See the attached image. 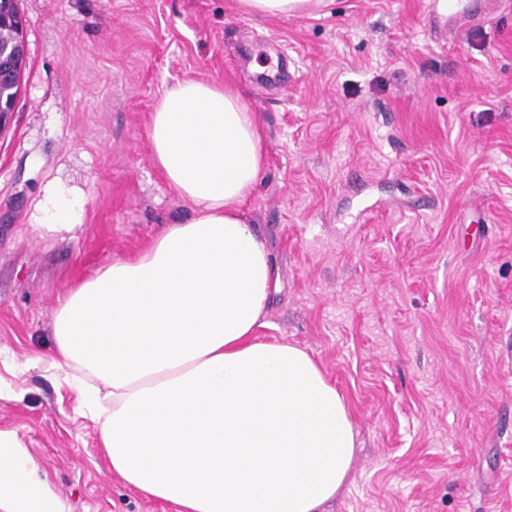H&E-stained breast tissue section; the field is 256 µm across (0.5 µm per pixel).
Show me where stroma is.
Returning <instances> with one entry per match:
<instances>
[{
    "label": "stroma",
    "instance_id": "stroma-1",
    "mask_svg": "<svg viewBox=\"0 0 512 512\" xmlns=\"http://www.w3.org/2000/svg\"><path fill=\"white\" fill-rule=\"evenodd\" d=\"M19 9L29 54L0 133V430L70 512H176L112 474L50 361L67 289L190 214L146 133L185 79L234 80L262 125L247 210L279 283L258 336L305 349L357 435L322 512H512V0L443 47L426 0H329L317 17L235 0ZM256 34L287 58L268 90ZM56 182L86 213L50 235L36 207Z\"/></svg>",
    "mask_w": 512,
    "mask_h": 512
}]
</instances>
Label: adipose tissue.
Segmentation results:
<instances>
[{
	"label": "adipose tissue",
	"mask_w": 512,
	"mask_h": 512,
	"mask_svg": "<svg viewBox=\"0 0 512 512\" xmlns=\"http://www.w3.org/2000/svg\"><path fill=\"white\" fill-rule=\"evenodd\" d=\"M327 0H238L256 16H319ZM156 165L187 222L68 289L52 317L54 363L74 373L108 465L178 512H318L345 485L355 432L347 406L302 348L262 341L278 275L245 202L266 147L232 81L186 79L149 115ZM86 200L51 185L50 233ZM0 512H70L24 442L0 430Z\"/></svg>",
	"instance_id": "obj_1"
}]
</instances>
